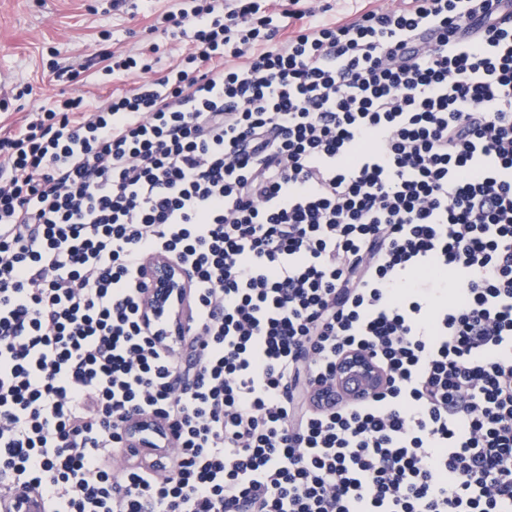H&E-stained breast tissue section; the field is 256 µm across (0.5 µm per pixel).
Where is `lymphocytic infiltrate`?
Here are the masks:
<instances>
[{
  "label": "lymphocytic infiltrate",
  "instance_id": "1",
  "mask_svg": "<svg viewBox=\"0 0 512 512\" xmlns=\"http://www.w3.org/2000/svg\"><path fill=\"white\" fill-rule=\"evenodd\" d=\"M299 2L192 0L163 76L129 52L134 89L0 136L13 512H512V0ZM349 352L385 375L358 403ZM330 5L327 12L320 13L319 18L323 20H334L335 18L354 15L365 6L370 8H382L390 6L391 0H322ZM147 267L151 281L149 301L155 298V294L161 299L169 294L170 298L177 299L183 292H187V275L170 258L158 256L149 259Z\"/></svg>",
  "mask_w": 512,
  "mask_h": 512
}]
</instances>
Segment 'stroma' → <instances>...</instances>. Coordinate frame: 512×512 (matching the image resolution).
Masks as SVG:
<instances>
[{
  "instance_id": "stroma-1",
  "label": "stroma",
  "mask_w": 512,
  "mask_h": 512,
  "mask_svg": "<svg viewBox=\"0 0 512 512\" xmlns=\"http://www.w3.org/2000/svg\"><path fill=\"white\" fill-rule=\"evenodd\" d=\"M111 0H0V133L17 127L62 91L50 64L80 71L78 90L92 102L134 88V79L104 75L110 54L127 51L149 36L157 15L178 0H139L126 12Z\"/></svg>"
}]
</instances>
